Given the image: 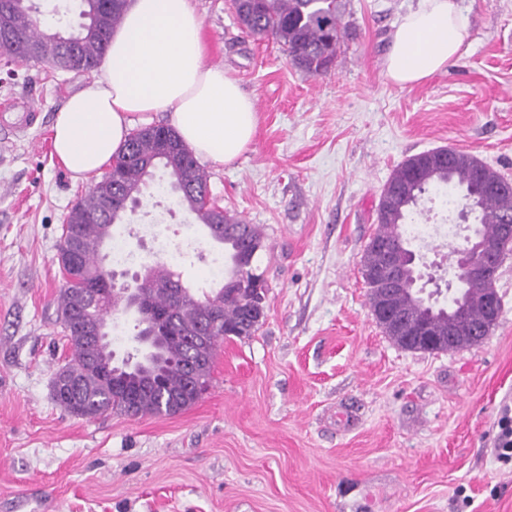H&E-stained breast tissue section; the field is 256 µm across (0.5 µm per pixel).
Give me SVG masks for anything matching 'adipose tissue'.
<instances>
[{
	"label": "adipose tissue",
	"mask_w": 512,
	"mask_h": 512,
	"mask_svg": "<svg viewBox=\"0 0 512 512\" xmlns=\"http://www.w3.org/2000/svg\"><path fill=\"white\" fill-rule=\"evenodd\" d=\"M468 18L457 0H418L392 32L386 76L422 82L459 52ZM101 77L57 111L53 151L74 180L110 165L135 123L166 113L195 157L234 163L251 144L253 100L223 68L207 65L203 24L191 0H131L99 66Z\"/></svg>",
	"instance_id": "adipose-tissue-1"
}]
</instances>
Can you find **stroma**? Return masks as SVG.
<instances>
[{"label":"stroma","instance_id":"stroma-1","mask_svg":"<svg viewBox=\"0 0 512 512\" xmlns=\"http://www.w3.org/2000/svg\"><path fill=\"white\" fill-rule=\"evenodd\" d=\"M469 27L445 69L399 87L389 35L418 0H349L328 72L295 67L242 33L232 0H192L206 62L250 96L258 124L233 164L207 166L225 211L258 225L270 284L264 322L218 348L210 389L174 416H73L51 380L70 357L57 298L64 220L99 181H73L54 117L88 75L0 66V512H512V465L494 426L512 405V254L491 338L406 350L375 322L361 274L381 192L406 158L469 153L512 181V0H459ZM31 101L35 126L8 111ZM108 268H172L200 293L227 262L194 215L147 190L114 225Z\"/></svg>","mask_w":512,"mask_h":512}]
</instances>
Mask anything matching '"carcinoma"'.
I'll return each mask as SVG.
<instances>
[{"label":"carcinoma","instance_id":"cac0c4a2","mask_svg":"<svg viewBox=\"0 0 512 512\" xmlns=\"http://www.w3.org/2000/svg\"><path fill=\"white\" fill-rule=\"evenodd\" d=\"M83 19L77 28L62 32L42 26L40 11L33 0H0V50L13 59L40 63L39 47L54 51L75 47L82 68L90 73L109 47L112 34L123 22L127 0H81ZM238 23L243 33L256 39H272L282 46L291 62L299 69L319 75L333 64L349 24L346 0H239L235 5ZM46 64L53 65L48 59ZM478 160L464 152L452 155V166L440 168L432 152H422L407 158L394 171L391 180L402 189V195L389 203H379L376 234L389 238L404 260L411 258L407 219L424 197L434 188L452 184L462 190L448 197V205L465 213L474 203L480 214L482 232L497 233L499 224L512 217V191L488 193L487 180H501L488 167L477 178ZM163 167L172 179L178 207L196 215L202 224L210 223L202 210V200L209 193L208 174L200 167L192 151L176 132L166 126H146L134 130L120 153L116 166L89 188L70 213L80 219L67 227V235L59 245V263L66 274V287L58 298L61 316L75 307V292L105 281L110 270L100 259L101 251L93 247L97 237L112 238L100 224V199L117 189L118 204L107 214V227L123 219L124 202L139 201L148 189L149 180L157 167ZM231 260L229 274L222 286L211 294L197 298L185 295L177 276L164 262H157L145 272L142 288L148 308L164 329L163 338L148 358L135 357L134 375L119 387L107 365L113 358L108 344L97 346L99 363L89 361L91 342L77 326L63 322L66 340L72 350L68 362L53 377V395L68 413L80 418H95L105 414L131 417L176 415L196 402L187 390V373L194 365L197 375L211 381L212 367L201 360L200 345L194 337L202 334L203 325L216 321L213 334L245 338L253 335L261 321L247 316L248 295L241 292V280L255 271L254 262L265 249L261 231L243 230L238 236L220 240ZM461 288L451 299L475 294L482 284L472 275L458 277ZM418 285L407 284L401 297L404 310L418 317L424 309L415 293ZM85 315L106 324L113 314L124 310L126 301L118 295L103 293L94 302L81 301Z\"/></svg>","mask_w":512,"mask_h":512}]
</instances>
